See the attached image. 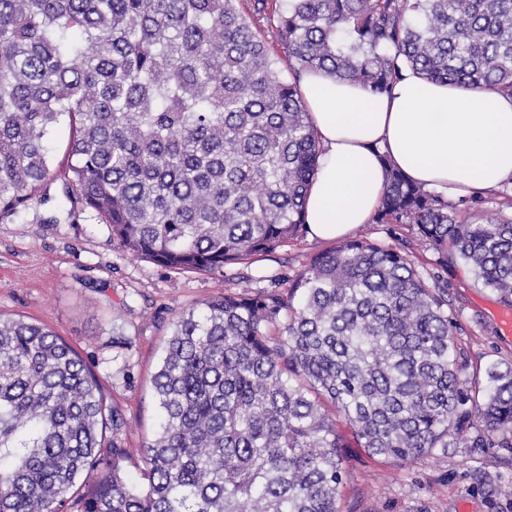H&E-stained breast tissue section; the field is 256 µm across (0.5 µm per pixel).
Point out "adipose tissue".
Here are the masks:
<instances>
[{"label":"adipose tissue","mask_w":512,"mask_h":512,"mask_svg":"<svg viewBox=\"0 0 512 512\" xmlns=\"http://www.w3.org/2000/svg\"><path fill=\"white\" fill-rule=\"evenodd\" d=\"M319 145L305 200L310 237L371 223L386 165L454 201L512 180V94L441 83L411 68L383 94L324 73L300 80Z\"/></svg>","instance_id":"ef3b65f1"}]
</instances>
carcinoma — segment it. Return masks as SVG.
Returning a JSON list of instances; mask_svg holds the SVG:
<instances>
[{
  "label": "carcinoma",
  "mask_w": 512,
  "mask_h": 512,
  "mask_svg": "<svg viewBox=\"0 0 512 512\" xmlns=\"http://www.w3.org/2000/svg\"><path fill=\"white\" fill-rule=\"evenodd\" d=\"M239 2L0 0V214L59 180L124 250L222 274L307 228L303 73L383 94L408 65L512 93V0H283L275 16ZM498 205L472 223L392 170L372 223L416 226L443 267L465 262L512 305V192ZM453 328L448 281L360 240L313 255L287 296L208 298L173 323L132 476L125 419L85 360L0 318V512H338L341 427L397 463L512 448V363L472 365Z\"/></svg>",
  "instance_id": "carcinoma-1"
}]
</instances>
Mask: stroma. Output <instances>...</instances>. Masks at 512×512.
Wrapping results in <instances>:
<instances>
[{"instance_id": "1", "label": "stroma", "mask_w": 512, "mask_h": 512, "mask_svg": "<svg viewBox=\"0 0 512 512\" xmlns=\"http://www.w3.org/2000/svg\"><path fill=\"white\" fill-rule=\"evenodd\" d=\"M328 247L306 234L291 240L249 266L251 289L274 275L288 291ZM415 267L447 280L454 339L472 362H512V306L463 262L444 271L436 253L417 247ZM236 287L219 274L166 269L124 250L110 225L66 199L57 182L27 209L0 215V315L48 326L85 358L107 406L124 416L119 439L131 469L155 434L152 380L172 322ZM345 467L339 512H512L511 448L436 449L397 464L352 447Z\"/></svg>"}]
</instances>
